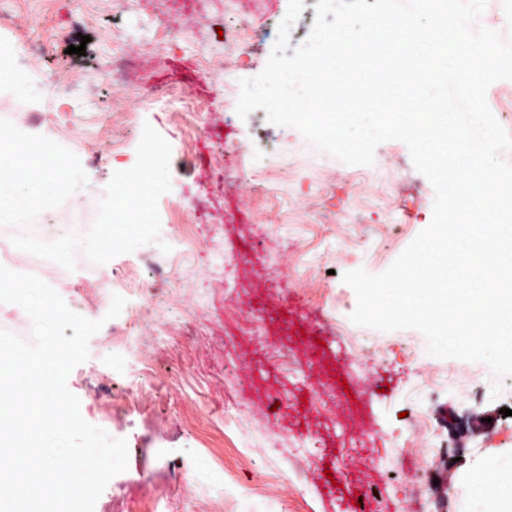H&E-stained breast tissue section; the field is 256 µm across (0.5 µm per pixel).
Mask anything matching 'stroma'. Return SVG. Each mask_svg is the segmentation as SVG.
I'll use <instances>...</instances> for the list:
<instances>
[{"label": "stroma", "instance_id": "35a3bbf8", "mask_svg": "<svg viewBox=\"0 0 512 512\" xmlns=\"http://www.w3.org/2000/svg\"><path fill=\"white\" fill-rule=\"evenodd\" d=\"M13 26L0 29V66L21 73L19 95L0 93V118L76 154L87 184L41 214L34 231L93 221L113 173L136 160L144 124L171 145V189L158 202L160 242L98 265L46 268L41 277L73 311L98 320L101 288L118 277L127 303L115 318L141 337L156 387L148 424L130 423L120 374L105 376L97 342L67 385L83 418L126 439L128 468L115 476L132 497L124 512H354L368 487L386 512H503L478 482L512 460L500 429L512 425V376L427 351L416 330L352 324L345 272L385 271L432 220L435 193L407 146L380 144L369 166L308 154L294 128L264 110L240 118L242 79L258 75L288 0H0ZM247 22L242 44L219 30ZM175 33L160 40L158 32ZM55 40L41 53L29 41ZM88 43H81V36ZM85 45V55L68 53ZM147 60L144 96L127 95L112 71L129 46ZM237 59L234 82L218 71ZM54 82H46V75ZM193 112H185L183 95ZM32 98L44 120L21 112ZM171 250L161 253L160 243ZM165 265L157 305L141 255ZM224 268L223 283L211 272ZM289 348L288 368L271 357ZM500 396H493V382ZM431 428L416 431L417 417Z\"/></svg>", "mask_w": 512, "mask_h": 512}]
</instances>
